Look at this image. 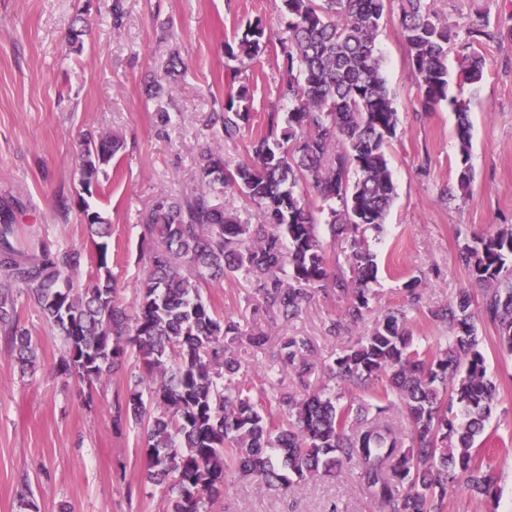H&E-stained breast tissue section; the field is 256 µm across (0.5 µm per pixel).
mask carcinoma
Listing matches in <instances>:
<instances>
[{
  "label": "carcinoma",
  "instance_id": "obj_1",
  "mask_svg": "<svg viewBox=\"0 0 512 512\" xmlns=\"http://www.w3.org/2000/svg\"><path fill=\"white\" fill-rule=\"evenodd\" d=\"M281 26L261 20L237 30L226 56L252 62L273 50L285 78L280 98L286 118L269 112L265 132L249 145L250 160L234 170L205 151L201 186L180 200L161 199L141 217L144 234L157 241L136 288L135 314L122 306L97 239L111 225L83 205L87 241L82 246L41 243L26 255L10 241L12 215L0 212V338L24 374L36 368V346L16 319L22 296L64 340L57 362L62 375L88 389L107 383L134 357V385L112 401L115 429L132 421L144 429L141 481L163 492L165 512H207L237 479L264 490L294 489L331 476L344 466L379 512H448V488L463 481L480 500L498 495L493 461L476 460V442L486 433L497 402L475 319L495 327L499 346L512 351V228L465 245L459 258L469 280L482 288L480 310H471L463 290L447 306L430 309L448 326L445 344L424 349L409 329L411 312L422 311L421 280L406 283L407 306L387 310L373 329L348 346L322 372L326 383L273 399L253 397L235 380L241 363L235 346L240 324L219 316L201 295L206 280L244 271L258 285L265 310L288 321L300 317L322 291L342 303L327 331L356 327L369 309L368 282L376 278V255L368 232L380 235L395 198L387 148L398 112L376 45L390 0H281ZM401 24L423 111L448 103L456 116V192L470 194L471 100L451 92L478 85L485 59L473 43L500 33L486 23L468 26L472 41L460 45L456 77L448 73V49L457 26L437 19L427 0H401ZM157 101V123L170 120L162 105L166 90L145 82ZM245 86L210 117L232 137L251 123ZM112 133H89L80 153L79 177L99 184L122 149ZM231 185L262 212L264 223L242 224L216 208L211 195ZM326 216L332 238L345 242L346 265H331L317 215ZM86 264L98 276L75 288L69 275ZM313 345L303 336L282 338L270 348V365L299 380L316 368ZM359 394L340 402L329 382ZM383 381L379 403L367 407L360 392ZM402 412L401 429L393 418Z\"/></svg>",
  "mask_w": 512,
  "mask_h": 512
}]
</instances>
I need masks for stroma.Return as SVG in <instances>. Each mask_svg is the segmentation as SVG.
Masks as SVG:
<instances>
[{
    "mask_svg": "<svg viewBox=\"0 0 512 512\" xmlns=\"http://www.w3.org/2000/svg\"><path fill=\"white\" fill-rule=\"evenodd\" d=\"M280 0H123L124 19L113 27L103 0H0V210H11L26 238L55 244L86 242L78 211L61 215L60 196L78 197L80 142L87 132H114L125 148L113 159L101 188L90 197L94 210L112 226L108 260L126 309H133L135 287L156 243L144 238L141 212L161 198L192 194L200 183L204 151L220 150L228 167L248 160V145L263 130V118L279 104L283 71L274 54L241 65L236 81L224 43L237 28L259 19L278 28ZM440 19L466 24L483 13L502 39L474 49L486 61L484 79L463 90L472 101L469 197H449L456 178V117L448 105L422 112L400 27V11L384 16L377 36L383 71L399 116L387 157L397 196L385 232L371 243L379 274L372 289V311L364 325L406 301L404 288L421 278L424 305L442 306L471 285L458 252L492 227H512V0H433ZM87 14L91 32L72 41L76 12ZM187 63L176 80L165 77L172 54ZM163 77L162 102L171 122L159 132L157 104L146 100V73ZM247 85L254 115L250 127L233 137L210 127L212 112ZM220 315L240 323L244 333L264 332L269 344L285 336L309 337L317 362L330 363L353 344L357 332L333 337L325 324L341 304L317 294L299 318L285 322L259 307L255 286L244 274L203 290ZM17 319L37 344L38 367L20 375L8 347L0 342V512H25L18 501L28 483L37 512H163L160 488L139 483L142 433L129 423L114 429L110 408L115 392L126 390L130 370L112 376L96 390L56 371L64 342L26 298L16 304ZM487 371L498 387V402L487 424L490 441L478 456L508 447L496 457L501 476L492 502L471 498L463 485L448 491V512H512V353L500 349L493 328L478 322ZM241 371L255 390L273 394L298 390L290 373L268 366L264 349L249 342L237 348ZM376 512L370 498L346 469L288 492L235 482L208 512Z\"/></svg>",
    "mask_w": 512,
    "mask_h": 512,
    "instance_id": "obj_1",
    "label": "stroma"
}]
</instances>
